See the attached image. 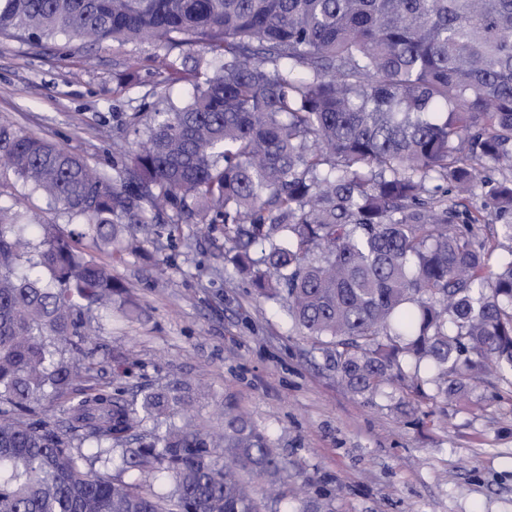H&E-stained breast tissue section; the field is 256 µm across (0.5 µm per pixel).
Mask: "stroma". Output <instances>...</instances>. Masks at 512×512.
Masks as SVG:
<instances>
[{
  "instance_id": "1",
  "label": "stroma",
  "mask_w": 512,
  "mask_h": 512,
  "mask_svg": "<svg viewBox=\"0 0 512 512\" xmlns=\"http://www.w3.org/2000/svg\"><path fill=\"white\" fill-rule=\"evenodd\" d=\"M149 44L88 48L0 38V125L59 144L111 170L125 114L165 94L169 84ZM162 252L114 261L123 297L102 320L97 359L123 352L134 364L125 388L178 381L205 389L194 423L224 425L247 412L288 464V497L264 512H297L317 498L328 512H512V377L475 385L445 414L398 409L401 393L364 399L337 381L328 354L294 329L279 304L258 297L233 273L223 248L199 225Z\"/></svg>"
}]
</instances>
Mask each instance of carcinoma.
Returning <instances> with one entry per match:
<instances>
[{
  "label": "carcinoma",
  "instance_id": "cac0c4a2",
  "mask_svg": "<svg viewBox=\"0 0 512 512\" xmlns=\"http://www.w3.org/2000/svg\"><path fill=\"white\" fill-rule=\"evenodd\" d=\"M0 36L153 43L193 83L126 115L144 142L116 179L0 127V174L81 226L0 206V512H262L242 472L288 484L248 415L178 425L188 384L99 382L93 323L120 286L85 240L120 259L221 230L356 396L447 403L512 375V258L492 266L488 239L512 243V0H0Z\"/></svg>",
  "mask_w": 512,
  "mask_h": 512
}]
</instances>
